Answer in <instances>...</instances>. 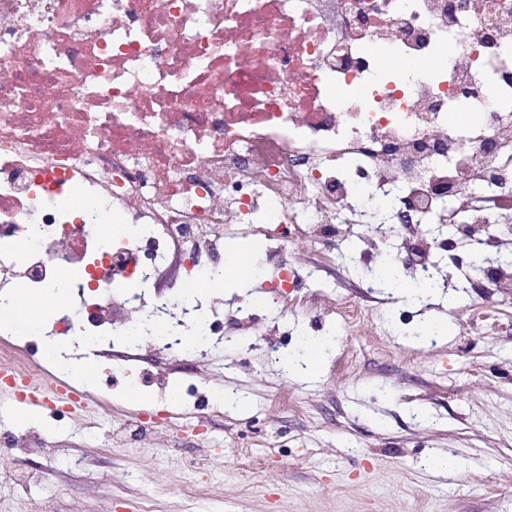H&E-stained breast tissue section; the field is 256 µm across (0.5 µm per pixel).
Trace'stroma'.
I'll return each mask as SVG.
<instances>
[{
  "instance_id": "1",
  "label": "stroma",
  "mask_w": 512,
  "mask_h": 512,
  "mask_svg": "<svg viewBox=\"0 0 512 512\" xmlns=\"http://www.w3.org/2000/svg\"><path fill=\"white\" fill-rule=\"evenodd\" d=\"M449 273L460 292L404 299L347 327L294 290L284 342L299 352L332 330L336 345L308 378L265 365L262 329L220 344L219 355L241 361L224 385L242 408L175 409L151 387L135 400L101 368L113 416L153 419L150 437L91 427L92 393L87 412L59 426L0 393L1 429L29 416L51 442L24 455L0 447V512H512V293ZM491 297L505 318L476 323L474 308ZM435 316L447 318V337L423 335ZM350 356L360 365L352 380L341 369ZM439 454L459 469L432 471ZM28 469L35 479L16 484Z\"/></svg>"
}]
</instances>
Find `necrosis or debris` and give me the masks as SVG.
I'll use <instances>...</instances> for the list:
<instances>
[{
    "label": "necrosis or debris",
    "mask_w": 512,
    "mask_h": 512,
    "mask_svg": "<svg viewBox=\"0 0 512 512\" xmlns=\"http://www.w3.org/2000/svg\"><path fill=\"white\" fill-rule=\"evenodd\" d=\"M456 2L0 0V384L35 402L13 376L35 349L212 364L210 305L170 302L166 271L215 278L232 236L270 241L285 294L379 256L424 277L451 228L512 290V0ZM66 268L78 318L7 319Z\"/></svg>",
    "instance_id": "1"
}]
</instances>
